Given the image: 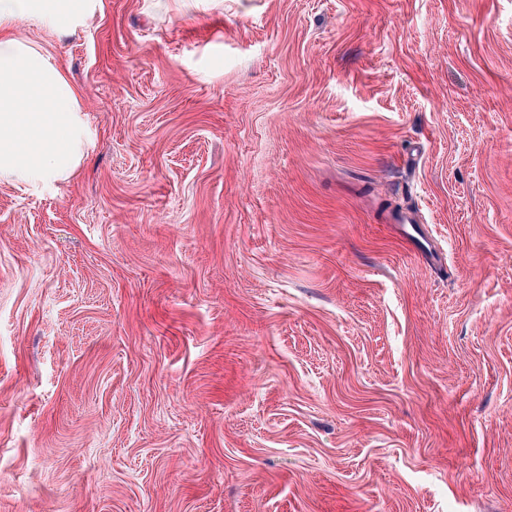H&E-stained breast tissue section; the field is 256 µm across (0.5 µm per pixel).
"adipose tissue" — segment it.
<instances>
[{"mask_svg":"<svg viewBox=\"0 0 512 512\" xmlns=\"http://www.w3.org/2000/svg\"><path fill=\"white\" fill-rule=\"evenodd\" d=\"M101 8L102 0H0V182L36 189L75 173L89 147L81 95L24 31L62 39Z\"/></svg>","mask_w":512,"mask_h":512,"instance_id":"ef3b65f1","label":"adipose tissue"}]
</instances>
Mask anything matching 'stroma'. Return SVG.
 <instances>
[{
    "label": "stroma",
    "mask_w": 512,
    "mask_h": 512,
    "mask_svg": "<svg viewBox=\"0 0 512 512\" xmlns=\"http://www.w3.org/2000/svg\"><path fill=\"white\" fill-rule=\"evenodd\" d=\"M25 35L90 146L0 183V512H512V0Z\"/></svg>",
    "instance_id": "1"
}]
</instances>
